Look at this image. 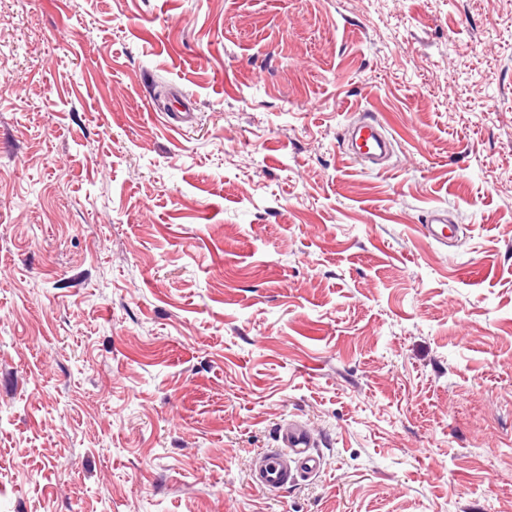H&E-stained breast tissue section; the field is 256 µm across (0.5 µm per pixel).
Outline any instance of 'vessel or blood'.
I'll return each instance as SVG.
<instances>
[{"label": "vessel or blood", "instance_id": "1", "mask_svg": "<svg viewBox=\"0 0 512 512\" xmlns=\"http://www.w3.org/2000/svg\"><path fill=\"white\" fill-rule=\"evenodd\" d=\"M384 124L370 113L358 114L347 126V154L355 161L380 162L387 156L389 141L383 133ZM425 236L439 244L455 238L457 226L448 221L444 210L433 211L422 226ZM279 447L260 454L253 467L252 481L262 489L276 492L299 479L324 470L322 455L314 453L307 429L296 422L281 425L278 431Z\"/></svg>", "mask_w": 512, "mask_h": 512}]
</instances>
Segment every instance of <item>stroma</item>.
Returning <instances> with one entry per match:
<instances>
[{
	"mask_svg": "<svg viewBox=\"0 0 512 512\" xmlns=\"http://www.w3.org/2000/svg\"><path fill=\"white\" fill-rule=\"evenodd\" d=\"M0 512H512V0H0ZM383 122L371 113H360L347 126L346 155L354 161L379 163L387 157L389 141L382 133ZM448 212L444 210L433 211L426 221L422 224V229L425 236L442 245L448 244V239H453L457 236L458 226L448 225ZM280 448L260 454L253 467L252 481L262 489L277 492L304 477L324 470L322 455L312 451L307 429L297 422H287L278 431Z\"/></svg>",
	"mask_w": 512,
	"mask_h": 512,
	"instance_id": "35a3bbf8",
	"label": "stroma"
}]
</instances>
